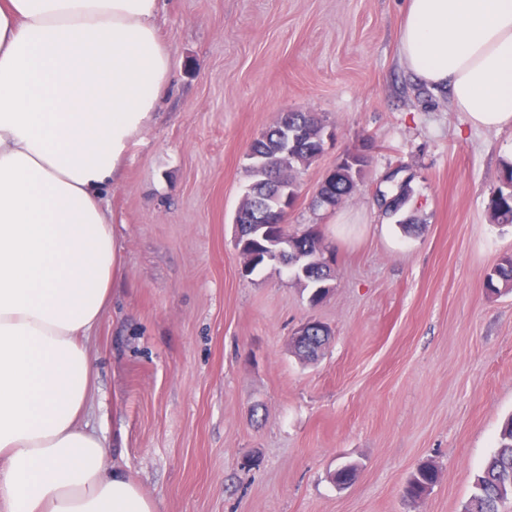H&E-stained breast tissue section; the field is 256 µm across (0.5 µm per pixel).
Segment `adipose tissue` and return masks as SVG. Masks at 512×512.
<instances>
[{
	"instance_id": "obj_1",
	"label": "adipose tissue",
	"mask_w": 512,
	"mask_h": 512,
	"mask_svg": "<svg viewBox=\"0 0 512 512\" xmlns=\"http://www.w3.org/2000/svg\"><path fill=\"white\" fill-rule=\"evenodd\" d=\"M160 0H0V503L159 512L83 426L85 339L122 275L103 198L173 82ZM402 64L512 126V0H406Z\"/></svg>"
}]
</instances>
